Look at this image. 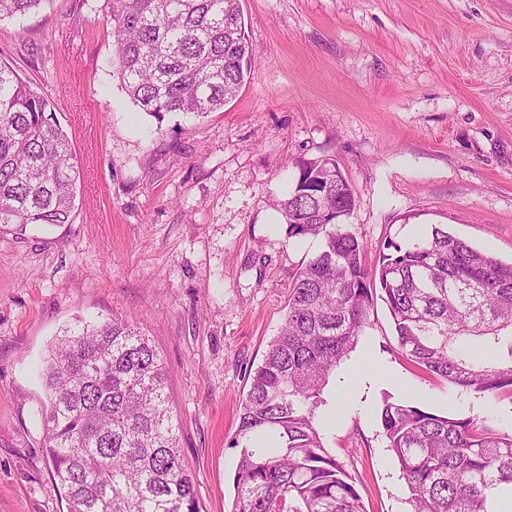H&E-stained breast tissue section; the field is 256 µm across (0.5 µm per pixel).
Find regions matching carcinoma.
Returning <instances> with one entry per match:
<instances>
[{"mask_svg":"<svg viewBox=\"0 0 512 512\" xmlns=\"http://www.w3.org/2000/svg\"><path fill=\"white\" fill-rule=\"evenodd\" d=\"M53 0H0V21ZM240 0H107L118 75L142 111L200 117L224 108L251 69ZM75 155L50 100L0 63V228L70 223ZM357 205L336 160L299 166L275 207L288 238L319 237L295 271L288 312L251 376L229 447L232 512H360L351 477L326 448L324 390L369 324L378 281L396 350L423 371L512 399V263L433 224L390 240L378 269L343 223ZM44 448L70 512H197L165 365L115 318L78 317L43 361ZM412 512H496L512 497V435L385 399L380 412Z\"/></svg>","mask_w":512,"mask_h":512,"instance_id":"1","label":"carcinoma"}]
</instances>
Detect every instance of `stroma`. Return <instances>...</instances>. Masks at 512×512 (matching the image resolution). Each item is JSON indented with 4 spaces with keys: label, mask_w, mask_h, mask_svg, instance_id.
<instances>
[{
    "label": "stroma",
    "mask_w": 512,
    "mask_h": 512,
    "mask_svg": "<svg viewBox=\"0 0 512 512\" xmlns=\"http://www.w3.org/2000/svg\"><path fill=\"white\" fill-rule=\"evenodd\" d=\"M252 68L203 118L139 110L122 89L106 0L0 20V61L55 105L79 178L70 221L0 231V512H69L39 411L46 350L74 317L139 327L168 372L197 512H230L238 408L322 241L273 203L330 157L368 267L431 224L512 261V0H241ZM375 298L325 391V446L363 512H410L380 428L390 399L512 434V399L448 385L400 355Z\"/></svg>",
    "instance_id": "obj_1"
}]
</instances>
